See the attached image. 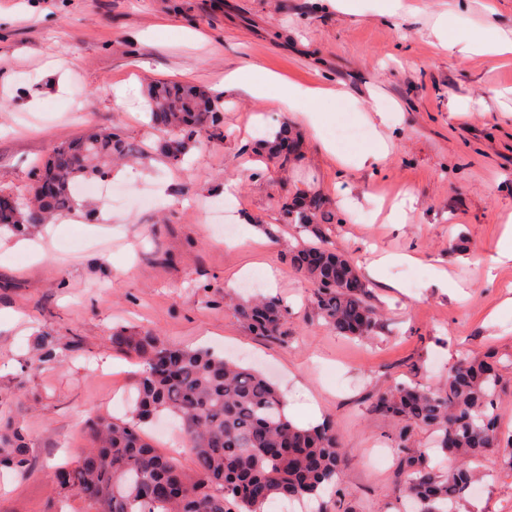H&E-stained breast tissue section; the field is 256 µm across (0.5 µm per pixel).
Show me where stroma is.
Segmentation results:
<instances>
[{
    "instance_id": "stroma-1",
    "label": "stroma",
    "mask_w": 512,
    "mask_h": 512,
    "mask_svg": "<svg viewBox=\"0 0 512 512\" xmlns=\"http://www.w3.org/2000/svg\"><path fill=\"white\" fill-rule=\"evenodd\" d=\"M475 29L512 43V0H0V193L28 205L33 166L94 127L149 155L109 173L135 202L113 205L79 181L77 212L28 233L40 258L0 230V308L15 313L0 319V420L24 432L32 459L29 476H0V512H57L54 466L82 456L93 418L130 419L140 364L113 352L116 327L271 374L292 419L315 408L335 422L350 512H405L395 426L371 412L373 396L396 381L437 389L464 353L512 357V260L497 253L512 216V52L476 47ZM248 65L331 90L323 138L247 82L227 83ZM163 80L224 95L223 141H202L178 167L145 110ZM346 124L363 138L336 143ZM283 127L298 135L296 158L266 172L262 142ZM376 136L382 163L365 155ZM299 195L322 199L330 243L365 274L372 338L320 319L285 261L307 236L278 202ZM221 202L231 241L210 220ZM396 205L404 218L392 224ZM389 254L412 260L370 273ZM256 295L287 304L283 340L255 335L229 306ZM44 336L54 358L39 365ZM483 468L482 492L457 512H512V447Z\"/></svg>"
}]
</instances>
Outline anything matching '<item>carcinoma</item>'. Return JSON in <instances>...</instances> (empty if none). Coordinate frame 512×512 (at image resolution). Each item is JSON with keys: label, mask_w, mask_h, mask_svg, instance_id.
<instances>
[{"label": "carcinoma", "mask_w": 512, "mask_h": 512, "mask_svg": "<svg viewBox=\"0 0 512 512\" xmlns=\"http://www.w3.org/2000/svg\"><path fill=\"white\" fill-rule=\"evenodd\" d=\"M147 111L168 141L173 163L202 140L220 141L224 117L216 97L188 84L158 81L151 85ZM275 167L288 165L295 144L284 131L267 147ZM136 153L121 131L100 128L56 146L32 177L44 171L58 181L57 193L25 211H0V226L26 232L74 209L73 186L80 177H102L116 155ZM285 221L311 235L317 245L288 253L290 264L313 288L318 315L337 333L368 338L377 324L365 300L366 282L358 268L327 239L323 205L310 209L283 201ZM257 334L278 338L288 307L278 298L234 306ZM112 349L139 359L133 380L135 407L129 421L101 416L91 420V447L73 465L55 468L53 484L62 498L72 495L86 512H263L277 498H321L342 503L344 464L336 427L325 420L302 426L285 412L283 394L264 373L206 349L164 343L150 332L112 330ZM493 353L463 356L437 390L393 383L378 393L372 411L395 423L399 469L407 475L405 495L413 512H457L472 484L482 478L481 462L493 448L512 446L503 437L497 413L502 369L511 365ZM162 412L180 420L186 468L159 453L142 430ZM425 428L436 447L457 461L442 475L424 451L411 449L414 430ZM0 468L22 477L31 462L24 435L0 424Z\"/></svg>", "instance_id": "1"}]
</instances>
